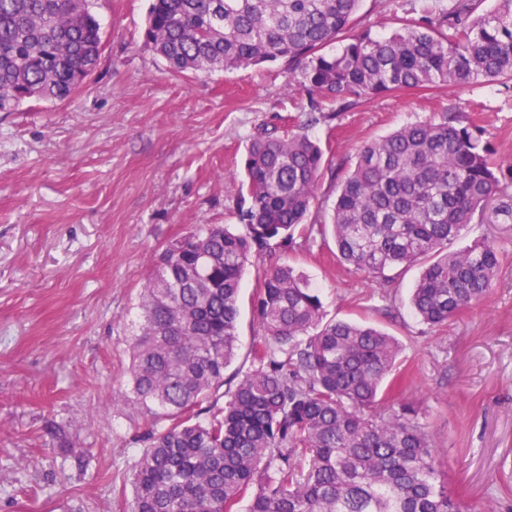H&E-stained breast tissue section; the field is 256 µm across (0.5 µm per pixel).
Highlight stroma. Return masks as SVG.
<instances>
[{
    "mask_svg": "<svg viewBox=\"0 0 512 512\" xmlns=\"http://www.w3.org/2000/svg\"><path fill=\"white\" fill-rule=\"evenodd\" d=\"M429 0H362L358 18L387 33ZM149 0H95L98 65L79 91L0 112V512H127L135 439L148 424L117 400L129 323L155 254L200 224L239 227L237 189L260 127L321 141L314 208L326 218L357 147L454 110L484 125L512 162V90L493 85L383 94L312 122L282 62L171 76L143 41ZM456 248L489 238L494 291L442 327L408 304L421 268L393 282L336 256L332 234L296 233L252 257L242 280L234 369L262 339L252 302L266 269L288 264L328 317L376 326L402 344L391 394L432 434L448 486L467 505L512 512V178Z\"/></svg>",
    "mask_w": 512,
    "mask_h": 512,
    "instance_id": "35a3bbf8",
    "label": "stroma"
}]
</instances>
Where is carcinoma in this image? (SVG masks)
I'll return each instance as SVG.
<instances>
[{
  "label": "carcinoma",
  "instance_id": "1",
  "mask_svg": "<svg viewBox=\"0 0 512 512\" xmlns=\"http://www.w3.org/2000/svg\"><path fill=\"white\" fill-rule=\"evenodd\" d=\"M434 0L385 35L360 27L361 0H151L144 43L168 72L302 65L326 118L386 93L497 84L512 89V0ZM92 0H0V112L75 94L94 71ZM340 44L334 54L324 49ZM486 129L454 117L361 144L330 218L340 259L381 282L422 264L411 306L441 326L486 301L495 242L453 248L483 219L503 166ZM324 166L305 133L263 129L245 163L243 230L202 224L171 240L142 286L119 400L150 424L139 439L130 512H470L432 437L381 388L396 340L326 319L308 280L266 271L254 307L264 342L237 355L238 297L250 258L285 246L307 220ZM224 406H217L219 398Z\"/></svg>",
  "mask_w": 512,
  "mask_h": 512
}]
</instances>
